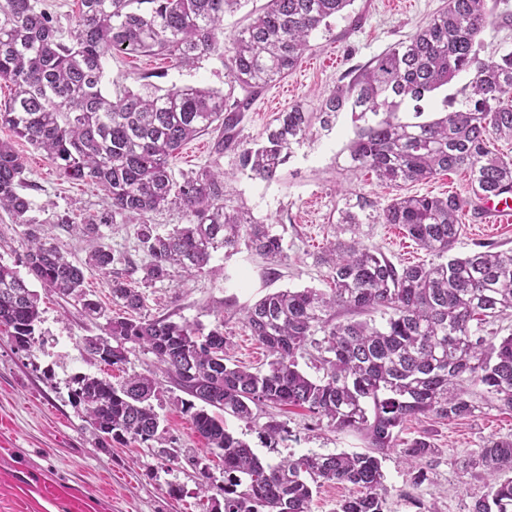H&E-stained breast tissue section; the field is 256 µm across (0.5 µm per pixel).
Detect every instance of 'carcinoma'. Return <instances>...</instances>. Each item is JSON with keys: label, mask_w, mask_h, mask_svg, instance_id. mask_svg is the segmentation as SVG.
Returning <instances> with one entry per match:
<instances>
[{"label": "carcinoma", "mask_w": 512, "mask_h": 512, "mask_svg": "<svg viewBox=\"0 0 512 512\" xmlns=\"http://www.w3.org/2000/svg\"><path fill=\"white\" fill-rule=\"evenodd\" d=\"M241 0H80L68 33L56 26L42 0H0V80L14 87L0 109V126L51 158L63 175L102 188L109 208L96 224H84L85 264L105 273L117 263L112 300L130 311L144 307L140 287L171 277L178 267L192 277L212 253L240 242L264 258H286L273 225L253 222L224 205V172L202 168L175 177L170 159L198 136L217 132L215 150L238 152L242 170L266 182L280 178L294 144L307 138L313 113L293 105L254 147L240 138L242 112L257 90L297 67L309 37L352 0H267L228 45L221 39L224 13ZM486 0H448L407 40L373 57L321 103L328 127L350 110L365 120L348 146L354 169H366L393 189L453 169L469 172L473 196L397 195L377 215L397 224L431 259L396 266L380 250L354 238L361 220L346 210L337 234L353 237L328 249L331 288L280 290L244 308L252 336L269 353L265 368L227 364L224 332L208 333L166 318H106L103 335L83 339L85 351L107 366L128 363L137 349L151 352L167 378L189 399L181 401L195 431L224 459V512H310L313 489L326 482L350 484L353 493L336 512H385L387 488L381 460L401 453L413 483L417 466L436 452L421 436L401 438L404 423L434 414L453 420L472 414V387L480 386L512 411V334L489 336L487 324L512 311V252L478 249L452 254L462 231L459 217L478 202L512 194V159L495 148L512 136V52L482 58L477 38L512 21ZM163 55L181 67L227 55L230 82L246 95L193 85L165 92L104 93V60L112 51ZM466 74L469 81L445 97V115L421 122L433 92ZM413 112V119L404 113ZM26 166L8 141H0V210L23 227L21 260L28 275L84 315L104 316L84 288L82 267L70 261L46 225L30 215ZM177 208L186 223L161 233L149 215ZM134 225L141 265L115 254L100 227ZM344 310L349 318L338 320ZM381 315L376 325L372 315ZM41 323L38 296L15 267L0 263V328L30 350ZM112 342H107V338ZM308 356L320 378L299 366ZM70 397L104 440L161 439L152 397L158 381L134 376L121 384L78 376ZM264 406L299 407L324 417L340 432L362 434L361 453L308 454L263 462L226 429L230 416L249 422ZM481 470L486 492L471 512H512V438H491L470 455L463 472Z\"/></svg>", "instance_id": "carcinoma-1"}]
</instances>
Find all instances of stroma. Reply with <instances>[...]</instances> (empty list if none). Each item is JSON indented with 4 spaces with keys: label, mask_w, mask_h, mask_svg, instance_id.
<instances>
[{
    "label": "stroma",
    "mask_w": 512,
    "mask_h": 512,
    "mask_svg": "<svg viewBox=\"0 0 512 512\" xmlns=\"http://www.w3.org/2000/svg\"><path fill=\"white\" fill-rule=\"evenodd\" d=\"M448 0H353L346 10L312 32L311 48L288 75L263 88L244 112L241 136L261 141L275 126L281 112L299 104L318 112L321 102L348 74L390 46L406 40ZM149 83L168 90L185 85L220 91L230 88L226 59L212 55L196 66L180 67L161 56L115 52L104 61L105 91L132 90ZM358 122L351 112L337 113L332 127L313 124L306 140L292 148L278 181L266 183L240 169L236 151L216 153L215 138L200 136L187 143L170 161L174 173L212 167L228 173L224 204L273 225L283 237L287 257L273 263L246 246L233 253L214 252L211 273L169 280L145 288L146 318L171 317L211 329L222 325L230 342L233 363L249 367L265 364L268 354L243 320V307L280 289H328L329 268L324 262L342 210L364 204L359 217L361 241L382 251L399 265H414L427 255L394 224L376 223L375 217L395 194L445 197L471 196L464 170L444 172L431 180L410 182L395 190L371 172L350 168L347 147ZM14 141V140H13ZM14 147L25 162L32 187L28 194L34 214L46 225L58 217L83 224L106 206L102 190L88 181L66 178L48 156L23 140ZM463 231L455 255L468 254L476 245L490 244L512 251V221L486 222L481 213L462 215ZM41 323L32 350L18 349L0 333V512H60L51 503L28 496L24 486L38 474L78 489L94 506L93 512H218L224 502V469L195 432L181 410L184 394L168 379H161L153 401L166 433L151 445L112 442L99 445L84 413L70 402L75 377L91 375L123 381L155 369L153 354L138 350L125 365L110 368L89 355L83 339L100 335L103 320H91L73 302L41 290ZM475 410L466 417L447 420L435 415L409 420L402 439L427 435L437 452L422 461L425 478L413 483L399 449L382 460L389 488L386 512H471L483 481L464 474L461 463L490 438L512 436V412L499 409L487 397H475ZM279 416L288 426L287 438L267 442L263 427ZM227 429L246 441L262 459L276 463L306 454L361 452L364 438L339 432L327 420L300 409L283 414L266 407L251 422L227 418ZM208 468L206 492L198 490V472Z\"/></svg>",
    "instance_id": "obj_1"
}]
</instances>
